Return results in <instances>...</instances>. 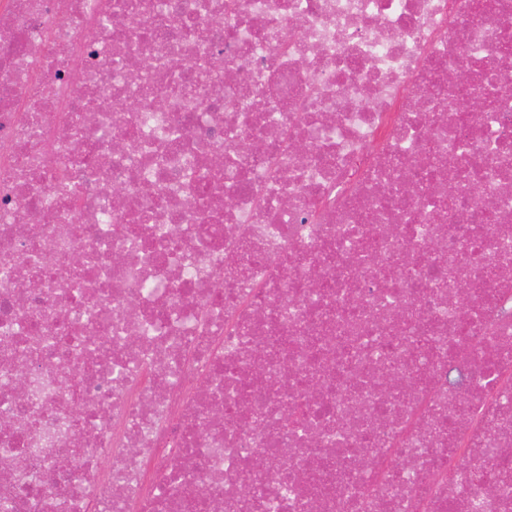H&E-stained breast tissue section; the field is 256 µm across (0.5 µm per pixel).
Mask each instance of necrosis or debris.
<instances>
[{
  "label": "necrosis or debris",
  "mask_w": 512,
  "mask_h": 512,
  "mask_svg": "<svg viewBox=\"0 0 512 512\" xmlns=\"http://www.w3.org/2000/svg\"><path fill=\"white\" fill-rule=\"evenodd\" d=\"M1 448L5 512H512V0H0Z\"/></svg>",
  "instance_id": "4bbe7bcc"
}]
</instances>
